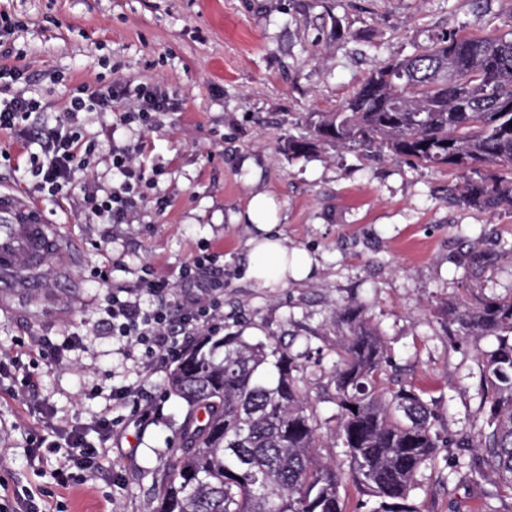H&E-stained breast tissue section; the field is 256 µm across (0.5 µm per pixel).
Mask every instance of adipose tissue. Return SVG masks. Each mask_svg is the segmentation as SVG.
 <instances>
[{"label":"adipose tissue","instance_id":"ef3b65f1","mask_svg":"<svg viewBox=\"0 0 512 512\" xmlns=\"http://www.w3.org/2000/svg\"><path fill=\"white\" fill-rule=\"evenodd\" d=\"M250 227V260L247 276L256 287L287 286L289 281L300 280L312 273V260L300 249L285 244L280 231L278 207L275 200L265 194L255 195L244 216Z\"/></svg>","mask_w":512,"mask_h":512}]
</instances>
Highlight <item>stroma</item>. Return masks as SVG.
<instances>
[{"label": "stroma", "mask_w": 512, "mask_h": 512, "mask_svg": "<svg viewBox=\"0 0 512 512\" xmlns=\"http://www.w3.org/2000/svg\"><path fill=\"white\" fill-rule=\"evenodd\" d=\"M508 30L506 0H0V67L22 63L31 76L0 96H42L29 128L65 112L78 83L148 82L179 102L150 129L114 112L82 117L97 150L81 186L111 188L118 146L141 144L137 163L159 172L125 223H98L80 190L40 199L75 254L67 275L46 265L36 295H0V495L31 494L44 512H147L186 408L165 392L169 364L113 336L97 273L128 288L146 271L176 283L202 253L217 255L212 273L224 281L216 323L287 348L323 435L338 424L332 376L345 305L363 308L403 381L425 390L439 430L468 433L480 402L477 350L494 341L451 347L440 309L464 283L512 291V212L458 206L445 169L329 146L293 159L283 145L304 134L310 113L332 111L375 66L411 55L430 34ZM1 149L11 159L0 162V187L32 197L25 170L37 144L0 131ZM259 193L275 199L288 246L311 257L307 279L258 288L247 278L241 217ZM40 337L61 345L56 366L31 350ZM27 374L39 381L28 396ZM123 386L138 389V403L115 400ZM103 417L111 434H87L104 451L99 467L58 485L53 444L72 424ZM477 459L441 449L418 476V512H512V492L469 474Z\"/></svg>", "instance_id": "35a3bbf8"}]
</instances>
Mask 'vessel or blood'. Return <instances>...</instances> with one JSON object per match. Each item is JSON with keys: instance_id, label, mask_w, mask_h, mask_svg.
Masks as SVG:
<instances>
[{"instance_id": "b4317fda", "label": "vessel or blood", "mask_w": 512, "mask_h": 512, "mask_svg": "<svg viewBox=\"0 0 512 512\" xmlns=\"http://www.w3.org/2000/svg\"><path fill=\"white\" fill-rule=\"evenodd\" d=\"M70 247L33 202L0 191V292L35 294L47 263L64 266Z\"/></svg>"}]
</instances>
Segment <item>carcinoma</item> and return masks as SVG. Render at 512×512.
<instances>
[{"mask_svg":"<svg viewBox=\"0 0 512 512\" xmlns=\"http://www.w3.org/2000/svg\"><path fill=\"white\" fill-rule=\"evenodd\" d=\"M288 139V154L321 146L378 150L457 171L448 189L471 209L512 210V31L441 33L413 55L376 67L331 112ZM363 309L336 311L343 336L334 371V441L368 512H417V475L442 448L467 446L437 428L425 391L391 381L384 341ZM448 330L477 348L480 410L472 418L480 476L512 491V293L462 284L444 310ZM298 366L274 341L215 328L182 353L166 391L186 404L178 448L149 512H346L342 475L319 459L321 424ZM357 410H352V407Z\"/></svg>","mask_w":512,"mask_h":512,"instance_id":"obj_1","label":"carcinoma"}]
</instances>
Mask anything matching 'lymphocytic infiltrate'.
Listing matches in <instances>:
<instances>
[{
    "instance_id": "1",
    "label": "lymphocytic infiltrate",
    "mask_w": 512,
    "mask_h": 512,
    "mask_svg": "<svg viewBox=\"0 0 512 512\" xmlns=\"http://www.w3.org/2000/svg\"><path fill=\"white\" fill-rule=\"evenodd\" d=\"M135 100L134 108L123 112L121 120L140 127L152 126L158 115L170 111L173 103L162 89L144 83L115 81L106 86L78 85L70 96L66 111L53 125L44 127L38 134L39 149L31 153L28 174L35 180L38 192L49 196L67 195L76 187L77 175L96 150L93 140L87 139L79 122L80 113L111 112L127 100ZM41 100L24 93L0 100V130H12L28 135L26 122L32 113L41 111ZM134 147L125 146L112 151V173L116 180L106 195L97 190L84 188L83 199L87 209L103 224L123 223L128 212L154 178L145 168L134 161ZM181 316L171 320L162 303L156 307L143 306L128 288L113 286L101 305V310L112 321V333L126 337L132 344L145 346L161 362L178 359V339L191 336L198 330L208 314L193 298L181 302ZM84 428L71 426L67 433L66 460L56 474L59 482H67L71 468L88 469L96 466L100 455L98 448L84 439Z\"/></svg>"
}]
</instances>
